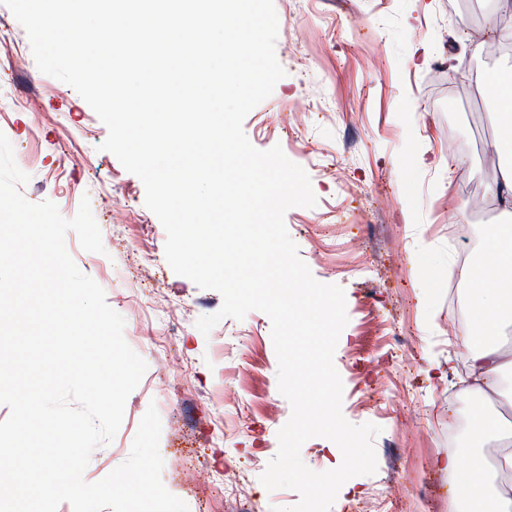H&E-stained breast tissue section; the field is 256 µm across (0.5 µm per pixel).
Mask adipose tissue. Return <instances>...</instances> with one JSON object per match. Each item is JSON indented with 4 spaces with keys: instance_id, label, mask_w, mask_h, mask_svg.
Returning a JSON list of instances; mask_svg holds the SVG:
<instances>
[{
    "instance_id": "ef3b65f1",
    "label": "adipose tissue",
    "mask_w": 512,
    "mask_h": 512,
    "mask_svg": "<svg viewBox=\"0 0 512 512\" xmlns=\"http://www.w3.org/2000/svg\"><path fill=\"white\" fill-rule=\"evenodd\" d=\"M472 79L493 90L500 131L492 147L504 161L488 191L499 200L506 219L489 225L481 262L461 271L470 288L458 346L468 364L471 390L486 394L497 391L504 375H512V354L498 343L503 326L512 323V79L481 71ZM443 468L455 486L461 512H512V482H490L482 454L449 455Z\"/></svg>"
}]
</instances>
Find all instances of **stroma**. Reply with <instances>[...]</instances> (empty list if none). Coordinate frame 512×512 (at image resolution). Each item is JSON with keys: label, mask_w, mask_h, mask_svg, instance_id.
Masks as SVG:
<instances>
[{"label": "stroma", "mask_w": 512, "mask_h": 512, "mask_svg": "<svg viewBox=\"0 0 512 512\" xmlns=\"http://www.w3.org/2000/svg\"><path fill=\"white\" fill-rule=\"evenodd\" d=\"M379 2L274 0L285 75L243 129L256 149L281 146L310 178L316 206L289 209L285 224L314 278L345 293L348 323L334 354L343 415L381 428L376 473L346 481L332 512H448L454 489L438 459L487 450L486 439L466 426L449 433V424L491 405L512 420V375L487 396L468 390L456 347L467 308L460 271L480 261L486 227L465 237L452 221L473 218L475 196L500 208L487 192L499 175L486 164L498 134L493 93L469 75L512 71V55L493 54L512 12L496 0ZM475 41L484 44L478 56ZM0 131L30 177L20 187L27 200L52 201L70 218L89 197L105 251H84L72 232L66 248L147 364L84 480L128 458L153 404L161 480L189 512L296 503L294 491L259 481L291 416L269 317L253 310L209 334L197 329L220 309V293L172 270L141 180L102 150L107 128L80 95L38 70L25 29L1 4Z\"/></svg>", "instance_id": "stroma-1"}]
</instances>
